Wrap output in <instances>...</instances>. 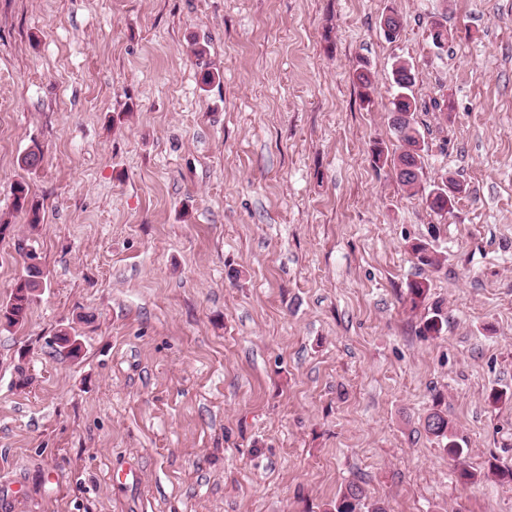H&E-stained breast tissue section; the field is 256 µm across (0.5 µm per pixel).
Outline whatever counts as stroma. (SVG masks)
<instances>
[{
	"label": "stroma",
	"mask_w": 512,
	"mask_h": 512,
	"mask_svg": "<svg viewBox=\"0 0 512 512\" xmlns=\"http://www.w3.org/2000/svg\"><path fill=\"white\" fill-rule=\"evenodd\" d=\"M399 59L442 216L372 161ZM1 221L0 303L22 245L47 278L0 327V512H512V0H0ZM425 430L426 432L436 438H446L448 443L446 448L448 455L452 457H460L462 454V448H459L457 442L452 439V427L448 421V416L439 412L430 413L425 418ZM325 512H386L383 503L370 501L365 489L359 484H349L336 499L326 504Z\"/></svg>",
	"instance_id": "obj_1"
}]
</instances>
